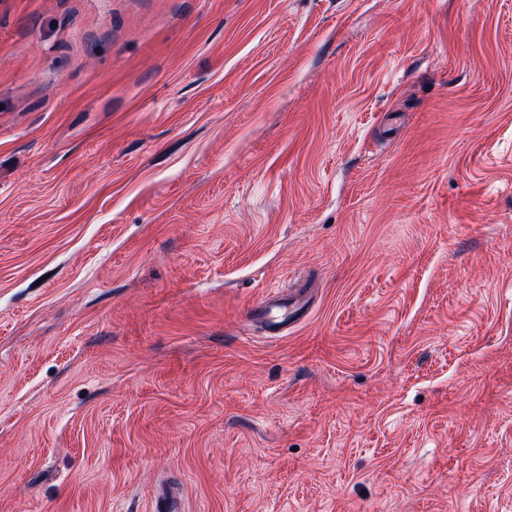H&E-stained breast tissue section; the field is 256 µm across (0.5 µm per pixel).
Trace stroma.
Masks as SVG:
<instances>
[{"instance_id": "1", "label": "stroma", "mask_w": 512, "mask_h": 512, "mask_svg": "<svg viewBox=\"0 0 512 512\" xmlns=\"http://www.w3.org/2000/svg\"><path fill=\"white\" fill-rule=\"evenodd\" d=\"M164 495L512 512V0H0V512ZM305 310L302 317L298 314ZM307 302L299 297H287L278 291L269 292L251 303L246 317L260 320L271 335H279L308 315Z\"/></svg>"}]
</instances>
